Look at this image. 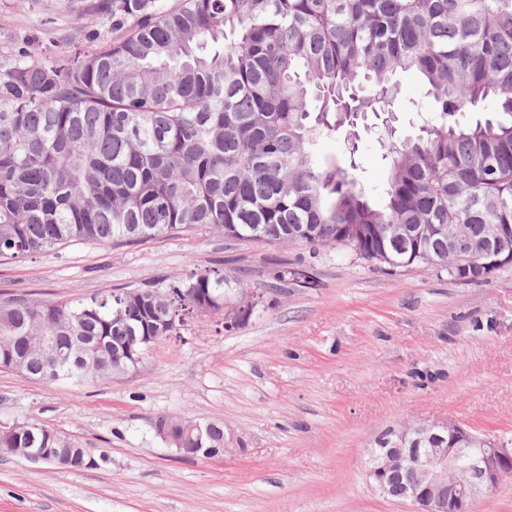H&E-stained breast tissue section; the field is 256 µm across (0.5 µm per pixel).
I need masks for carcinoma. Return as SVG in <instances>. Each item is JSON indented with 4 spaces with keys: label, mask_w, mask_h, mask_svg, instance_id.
<instances>
[{
    "label": "carcinoma",
    "mask_w": 512,
    "mask_h": 512,
    "mask_svg": "<svg viewBox=\"0 0 512 512\" xmlns=\"http://www.w3.org/2000/svg\"><path fill=\"white\" fill-rule=\"evenodd\" d=\"M109 22L53 54H0V257L181 232L346 248L391 268L466 283L512 227V0H87ZM414 72L429 111L411 133L396 76ZM381 126L382 202L362 186L359 130ZM343 135L339 165L316 150ZM76 304L0 302V367L83 385L126 376L180 329L158 324L224 301L220 270ZM133 336L153 340L131 345ZM56 352L50 369L31 350ZM191 448H224V425L174 417ZM0 448L97 465L39 423Z\"/></svg>",
    "instance_id": "obj_1"
}]
</instances>
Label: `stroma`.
<instances>
[{
  "instance_id": "obj_1",
  "label": "stroma",
  "mask_w": 512,
  "mask_h": 512,
  "mask_svg": "<svg viewBox=\"0 0 512 512\" xmlns=\"http://www.w3.org/2000/svg\"><path fill=\"white\" fill-rule=\"evenodd\" d=\"M88 22L79 0H0V50L50 48ZM217 266L263 298L239 328L193 318L137 372L81 386L0 368V427L40 422L105 459L0 458V512H409L366 476L379 434L452 418L512 436V267L464 283L343 248L191 232L2 260L0 301L64 303ZM284 267L312 287L276 278ZM164 415L223 422L233 452H177L155 431Z\"/></svg>"
}]
</instances>
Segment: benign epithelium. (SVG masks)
I'll return each instance as SVG.
<instances>
[{
  "instance_id": "obj_1",
  "label": "benign epithelium",
  "mask_w": 512,
  "mask_h": 512,
  "mask_svg": "<svg viewBox=\"0 0 512 512\" xmlns=\"http://www.w3.org/2000/svg\"><path fill=\"white\" fill-rule=\"evenodd\" d=\"M261 303V297L248 290L237 292L224 303H211L191 312L194 317L220 316L224 327L237 328L247 314ZM392 429L390 447L369 450L367 476L380 494L405 500L414 512H475L480 496L498 486L512 473V438L482 432L457 419H445ZM424 440L434 442L420 448ZM408 476L410 484L403 495L392 482L393 476Z\"/></svg>"
}]
</instances>
